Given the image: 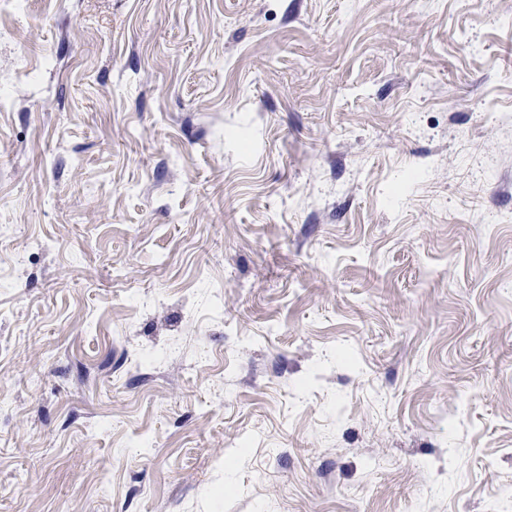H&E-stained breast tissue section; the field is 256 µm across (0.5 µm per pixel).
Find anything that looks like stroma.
<instances>
[{"mask_svg": "<svg viewBox=\"0 0 512 512\" xmlns=\"http://www.w3.org/2000/svg\"><path fill=\"white\" fill-rule=\"evenodd\" d=\"M0 90V512H512V0H25Z\"/></svg>", "mask_w": 512, "mask_h": 512, "instance_id": "35a3bbf8", "label": "stroma"}]
</instances>
